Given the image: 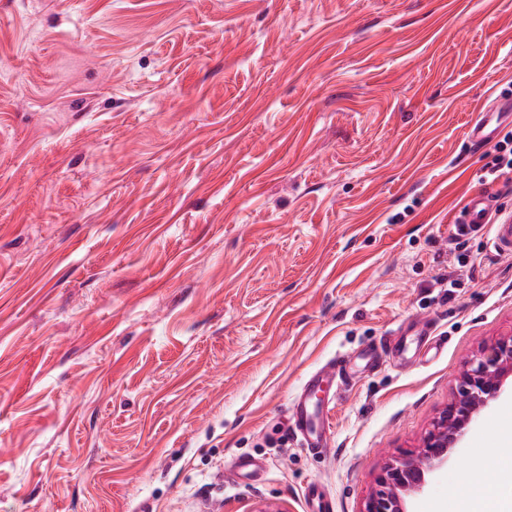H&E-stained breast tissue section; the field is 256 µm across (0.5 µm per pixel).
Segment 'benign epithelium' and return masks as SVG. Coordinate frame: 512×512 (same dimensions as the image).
I'll use <instances>...</instances> for the list:
<instances>
[{"label": "benign epithelium", "mask_w": 512, "mask_h": 512, "mask_svg": "<svg viewBox=\"0 0 512 512\" xmlns=\"http://www.w3.org/2000/svg\"><path fill=\"white\" fill-rule=\"evenodd\" d=\"M512 377V336L485 346L463 370L457 395L433 420L416 455L389 460L362 512H406L405 500L420 491L426 475L448 458L479 413Z\"/></svg>", "instance_id": "7a95c632"}]
</instances>
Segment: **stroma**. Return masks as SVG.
<instances>
[{
  "label": "stroma",
  "mask_w": 512,
  "mask_h": 512,
  "mask_svg": "<svg viewBox=\"0 0 512 512\" xmlns=\"http://www.w3.org/2000/svg\"><path fill=\"white\" fill-rule=\"evenodd\" d=\"M492 88L512 0H0V512H362L512 335L454 224L512 211ZM340 355L314 456L287 411ZM479 459L512 512L511 390L407 512H471ZM512 112V96L496 95L486 112H480L473 119L468 128V139L474 147H484L492 142L497 130L493 128L494 119L509 118ZM512 118V113H511ZM495 149L502 155H498L494 158L492 165H486L485 178H490L491 181H495L501 177L505 172L504 169L512 170V133H507L502 141H498L495 145ZM496 199L486 191L471 194L466 207L461 210L460 219L456 229L459 233H471L478 231L483 224L488 223L491 211L496 207Z\"/></svg>",
  "instance_id": "35a3bbf8"
}]
</instances>
